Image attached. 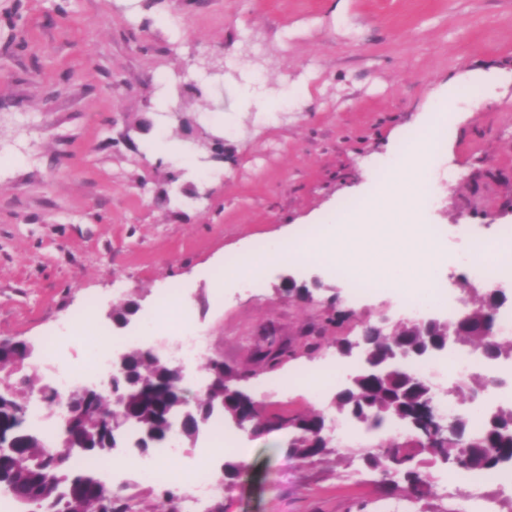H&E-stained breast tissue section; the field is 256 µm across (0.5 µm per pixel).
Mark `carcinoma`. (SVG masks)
Listing matches in <instances>:
<instances>
[{"instance_id": "1", "label": "carcinoma", "mask_w": 512, "mask_h": 512, "mask_svg": "<svg viewBox=\"0 0 512 512\" xmlns=\"http://www.w3.org/2000/svg\"><path fill=\"white\" fill-rule=\"evenodd\" d=\"M493 289L475 292L474 307L468 312V320L460 328L458 344L471 346L487 360H512V341L492 342L487 347L485 333L494 330L499 307L495 306ZM448 323L437 321L428 326L418 322H406L393 333L376 331L372 325L364 327L369 345V355L380 358L393 345L399 343L406 356L424 359L431 345L445 350L448 345ZM11 367L7 383L11 393L0 395V434L7 448L0 447V494H5L25 509L35 512H84L81 497L73 494L77 483L94 489L110 498L111 512H123V494L115 493L97 476L94 467H78V457L102 459L108 456L116 443L111 441L107 426L99 413V400H90L76 394L70 409L72 423L82 433L83 446L71 452L64 444V434H59L56 454L45 455L43 439L28 422V415L21 413L27 396L22 391L31 389L37 380V370L30 358L19 356V346L12 340L0 344V364ZM234 388V372L224 368V387L207 389L197 396L194 404L185 405V391L173 378V367L165 359L152 357L140 350L128 355L125 370L112 380V398L120 410L134 415L142 426L149 429L151 440L139 446L147 455L169 438L168 412L185 406L187 422L179 433L181 440L192 441L200 428L214 417L212 406L223 404L221 414L230 421H238L237 428L246 430L258 419L267 422L273 417L265 415L254 402L245 406L233 395L225 392ZM428 388L422 378L398 368L383 379L367 382L354 394L337 400V405L353 415L354 420L369 431H380L388 423L397 420L398 414L409 415L426 403ZM314 414H298L288 418L296 427L290 454L300 460L313 459L325 454L324 444L313 443L315 433ZM458 433L467 439L468 448L442 442L437 448L420 446L405 452L402 458L386 453H367L365 462L383 470L386 475L398 472L404 482L426 486L418 471V457L428 453L448 464L454 459L465 460L467 470L495 471L512 466V408L501 409L483 417L482 426L475 429L468 417L456 418Z\"/></svg>"}]
</instances>
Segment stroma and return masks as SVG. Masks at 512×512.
Wrapping results in <instances>:
<instances>
[{"label": "stroma", "instance_id": "stroma-1", "mask_svg": "<svg viewBox=\"0 0 512 512\" xmlns=\"http://www.w3.org/2000/svg\"><path fill=\"white\" fill-rule=\"evenodd\" d=\"M206 56L223 73L202 68ZM293 86L299 96L265 122L259 104ZM437 94L451 120L419 219L445 251L460 231L512 225V0H0V337L33 343L47 384L45 339L70 318L117 354L115 337L149 312L154 344L167 343L162 300L178 289L210 356L266 412L338 424L330 453L304 461L287 456L288 430L240 432L248 461L212 506L470 512L464 483L443 491L441 464H422L418 497L366 467L363 454L408 430L343 424L335 384L310 387L335 363L336 338L401 323L399 292L355 301L301 262L269 265L249 290L215 279L240 253L297 240L370 194ZM289 277L308 298L285 297ZM128 301L139 313L117 327L110 314Z\"/></svg>", "mask_w": 512, "mask_h": 512}]
</instances>
